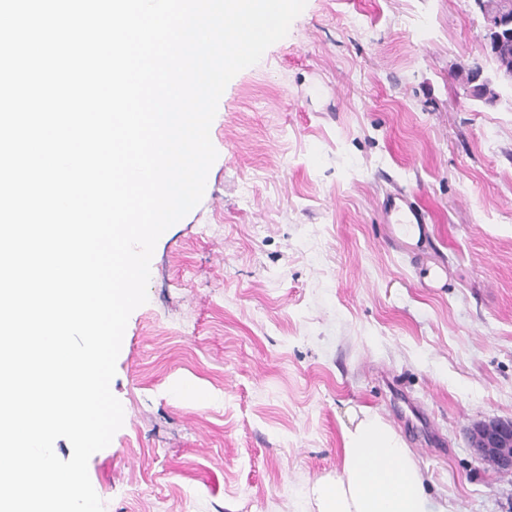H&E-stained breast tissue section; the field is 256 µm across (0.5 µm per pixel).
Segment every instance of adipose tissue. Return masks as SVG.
<instances>
[{"label": "adipose tissue", "mask_w": 512, "mask_h": 512, "mask_svg": "<svg viewBox=\"0 0 512 512\" xmlns=\"http://www.w3.org/2000/svg\"><path fill=\"white\" fill-rule=\"evenodd\" d=\"M341 437L340 473L307 490L317 512H432L417 463L381 417L365 414Z\"/></svg>", "instance_id": "adipose-tissue-1"}]
</instances>
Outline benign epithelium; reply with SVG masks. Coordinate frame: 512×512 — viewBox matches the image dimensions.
Instances as JSON below:
<instances>
[{
  "label": "benign epithelium",
  "mask_w": 512,
  "mask_h": 512,
  "mask_svg": "<svg viewBox=\"0 0 512 512\" xmlns=\"http://www.w3.org/2000/svg\"><path fill=\"white\" fill-rule=\"evenodd\" d=\"M485 23V47L498 57L494 78L478 65L468 70L473 96L486 104L496 101L497 85L512 87V0H473ZM475 457L500 471H512V420L492 419L476 424L468 435Z\"/></svg>",
  "instance_id": "1"
}]
</instances>
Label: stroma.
Here are the masks:
<instances>
[{
  "mask_svg": "<svg viewBox=\"0 0 512 512\" xmlns=\"http://www.w3.org/2000/svg\"><path fill=\"white\" fill-rule=\"evenodd\" d=\"M473 0H307L226 86L200 204L158 240L88 462L105 512H315L363 409L432 503L512 512L468 432L512 419V88ZM421 209L419 235L387 198Z\"/></svg>",
  "mask_w": 512,
  "mask_h": 512,
  "instance_id": "35a3bbf8",
  "label": "stroma"
}]
</instances>
